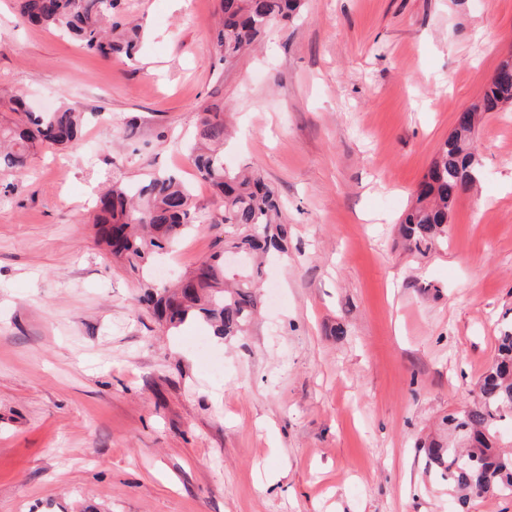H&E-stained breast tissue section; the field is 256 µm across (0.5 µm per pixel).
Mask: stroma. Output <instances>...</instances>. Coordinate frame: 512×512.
<instances>
[{
    "mask_svg": "<svg viewBox=\"0 0 512 512\" xmlns=\"http://www.w3.org/2000/svg\"><path fill=\"white\" fill-rule=\"evenodd\" d=\"M220 0H121L130 60L20 25L0 0V88L85 113L76 148L0 167V512H512L459 509L426 449L448 439L512 321V109L474 135L481 179L448 239L398 223L457 112L512 50V0H302L219 64ZM230 112L229 171L271 184L290 226L246 334L170 330L137 302L208 258L203 224L156 278L113 258L90 214L109 181L173 171L220 216L180 149Z\"/></svg>",
    "mask_w": 512,
    "mask_h": 512,
    "instance_id": "1",
    "label": "stroma"
}]
</instances>
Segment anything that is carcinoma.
<instances>
[{
    "label": "carcinoma",
    "instance_id": "obj_1",
    "mask_svg": "<svg viewBox=\"0 0 512 512\" xmlns=\"http://www.w3.org/2000/svg\"><path fill=\"white\" fill-rule=\"evenodd\" d=\"M21 20L66 31L89 54L130 56L139 40L137 30L122 29L118 0H17ZM302 0H222V16L214 40L218 61L229 65L270 26L295 15ZM12 111L25 116L19 123L0 125V165L20 171L39 145L73 147L79 142L82 117L65 106L34 112L24 98L11 100ZM512 103V81L492 80L477 103L461 112L453 133L419 183L416 198L400 223L408 249L426 252L448 238L449 216L458 197L479 181L480 168L472 150V132L487 112ZM224 112L207 107L196 125L191 159L198 175L220 195V223L232 228V240L183 276L174 286L147 292L143 301L154 315L174 329L189 319L207 322L217 336L244 334L260 297L259 273L228 271L224 251L252 257L281 252L288 238L279 200L255 172L230 173L224 168ZM112 254L133 271L146 272L158 254L173 249L191 229L207 223L192 214L189 188L174 173L155 174L139 186L116 180L96 203L93 220ZM512 412V323H504L493 363L477 382L472 400L447 416L448 434L464 444L428 449L437 479L448 483L460 507L473 497L512 496V451L493 446L506 414Z\"/></svg>",
    "mask_w": 512,
    "mask_h": 512
}]
</instances>
